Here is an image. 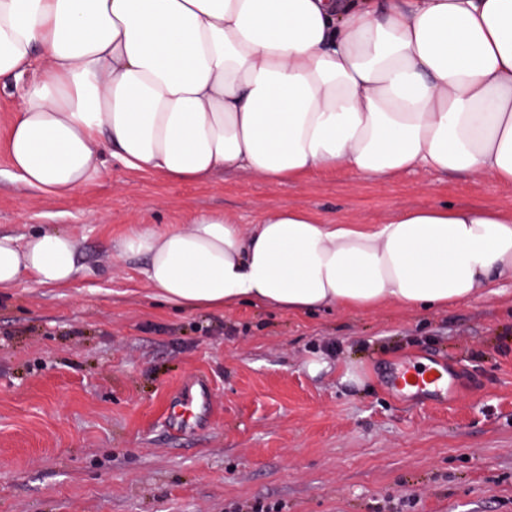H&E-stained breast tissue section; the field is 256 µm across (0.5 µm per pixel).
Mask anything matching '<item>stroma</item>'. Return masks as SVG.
I'll return each instance as SVG.
<instances>
[{
  "label": "stroma",
  "mask_w": 512,
  "mask_h": 512,
  "mask_svg": "<svg viewBox=\"0 0 512 512\" xmlns=\"http://www.w3.org/2000/svg\"><path fill=\"white\" fill-rule=\"evenodd\" d=\"M21 107L19 89L0 93V233H72L83 270L66 289L0 297V512H512L511 304L176 312L149 297L140 260L112 253L136 224L249 223L275 205L362 224L443 203L511 213L512 186L426 170L196 184L110 158L100 181L54 200L8 174ZM421 360L448 372V393L393 386ZM348 366L360 382L343 381ZM201 379L212 417L173 432L171 406Z\"/></svg>",
  "instance_id": "stroma-1"
}]
</instances>
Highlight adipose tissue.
<instances>
[{"mask_svg": "<svg viewBox=\"0 0 512 512\" xmlns=\"http://www.w3.org/2000/svg\"><path fill=\"white\" fill-rule=\"evenodd\" d=\"M0 77L23 79L15 180L62 199L106 157L208 183L313 171H462L512 185V0H0ZM69 233L0 235V289L76 280ZM176 311L436 310L501 297L512 214L406 208L379 224L279 206L140 224L114 246Z\"/></svg>", "mask_w": 512, "mask_h": 512, "instance_id": "1", "label": "adipose tissue"}]
</instances>
